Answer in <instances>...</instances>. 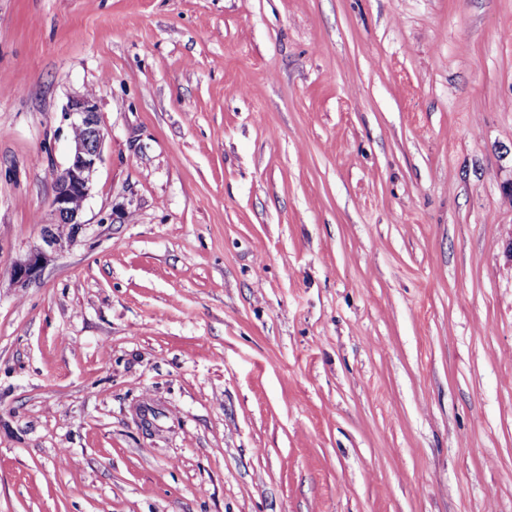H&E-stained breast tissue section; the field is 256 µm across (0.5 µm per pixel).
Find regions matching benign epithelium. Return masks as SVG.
<instances>
[{"label":"benign epithelium","mask_w":512,"mask_h":512,"mask_svg":"<svg viewBox=\"0 0 512 512\" xmlns=\"http://www.w3.org/2000/svg\"><path fill=\"white\" fill-rule=\"evenodd\" d=\"M71 130L82 135L72 137L73 148L67 166L54 175L55 191L51 200L53 224H80V213L91 190L92 177L104 157V135L100 127L97 106L92 96L84 95L64 113ZM42 254L36 253L17 264L13 270L16 282L24 284L41 271Z\"/></svg>","instance_id":"1"}]
</instances>
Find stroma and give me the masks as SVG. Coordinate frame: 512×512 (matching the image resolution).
<instances>
[{
  "label": "stroma",
  "instance_id": "1",
  "mask_svg": "<svg viewBox=\"0 0 512 512\" xmlns=\"http://www.w3.org/2000/svg\"><path fill=\"white\" fill-rule=\"evenodd\" d=\"M511 181L512 0H0V512H512ZM71 131L78 129L82 136L72 134L73 148L67 166L54 175L55 191L51 211L56 224H80V213L91 190L92 177L104 157V135L100 127L97 106L92 96L84 95L64 113Z\"/></svg>",
  "mask_w": 512,
  "mask_h": 512
}]
</instances>
